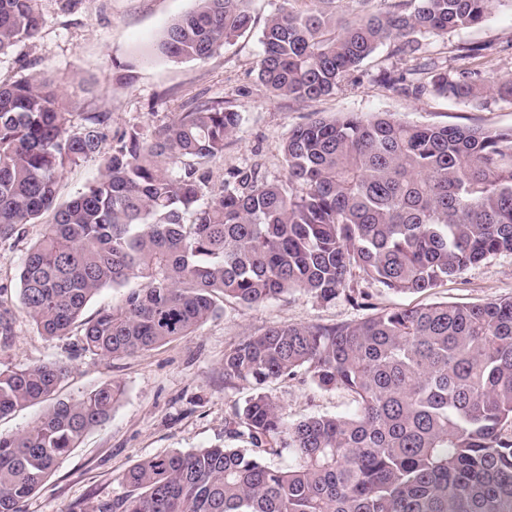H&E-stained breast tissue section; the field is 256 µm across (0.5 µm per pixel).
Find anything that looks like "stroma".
I'll return each instance as SVG.
<instances>
[{
    "instance_id": "1",
    "label": "stroma",
    "mask_w": 512,
    "mask_h": 512,
    "mask_svg": "<svg viewBox=\"0 0 512 512\" xmlns=\"http://www.w3.org/2000/svg\"><path fill=\"white\" fill-rule=\"evenodd\" d=\"M282 0H249L253 28L205 60H175L155 53L154 45L176 19L192 11L195 0H38L43 18L38 35L0 57V80L38 75L59 83L73 112H105L109 128L137 126L153 133L201 100H221L240 112L237 133L209 168L214 181L236 170H256L267 180L283 178L282 145L291 129L316 117L339 118L349 112H388L415 124L505 129L512 127V105L469 104L417 92L402 76L417 61L380 45L330 95L313 101L276 97L260 82L261 31ZM487 46L481 68L512 75V0H499L480 25L426 40L424 56L439 67L454 64L451 50L460 44ZM398 77L396 86L380 76ZM127 74L117 84L113 73ZM44 225L25 224L0 239V305L12 310V334L0 336V369L60 363L67 375L56 397L68 401L111 381L122 394L110 418L88 432L63 457L43 487L24 504V512H87L98 500L121 494V478L140 461L168 452L215 445L234 446L225 421L234 403L251 387H226L224 352L243 336L273 324L353 322L394 307L434 302L483 303L512 297V254L474 265L425 293L395 294L354 271L352 284L364 293L356 306L345 299L324 305L296 293L254 306L228 303L217 317L192 334L131 357L107 359L85 349L82 322L59 339L42 336L19 302L18 274L28 248L40 240ZM268 391L289 419L311 414L341 415L353 410L350 396L325 392L299 379L271 384Z\"/></svg>"
}]
</instances>
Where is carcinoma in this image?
<instances>
[{
    "instance_id": "cac0c4a2",
    "label": "carcinoma",
    "mask_w": 512,
    "mask_h": 512,
    "mask_svg": "<svg viewBox=\"0 0 512 512\" xmlns=\"http://www.w3.org/2000/svg\"><path fill=\"white\" fill-rule=\"evenodd\" d=\"M196 2L167 29V57L208 59L251 27L248 0ZM493 2L403 0L345 23L318 5L305 16L283 6L262 31L258 75L276 96H326L382 43L412 57L422 40L484 21ZM41 25L37 0H0V56ZM486 50L453 48L458 65L434 73L431 90L476 109L512 105V76L473 66ZM241 121L204 101L151 138L138 127L111 134L107 113L75 122L49 83H0V238L52 214L19 275L41 335H67L102 288L132 280L122 305L84 323L85 347L104 358L187 336L228 301L354 302L355 268L421 293L512 254V129L387 112L319 118L288 132L284 178L238 172L216 186L206 164ZM92 160L99 176L57 203L63 173ZM66 373L59 363L0 370V417L48 399ZM299 376L347 393L353 412L288 419L266 387ZM224 377L254 389L225 421L249 447L145 460L93 512H512V297L273 325L225 351ZM120 395L105 382L0 435V512H23ZM285 455V466L268 463Z\"/></svg>"
}]
</instances>
